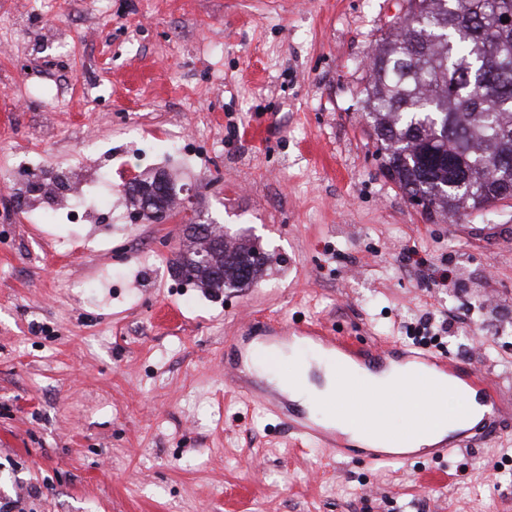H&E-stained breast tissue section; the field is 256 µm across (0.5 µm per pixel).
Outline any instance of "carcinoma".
I'll use <instances>...</instances> for the list:
<instances>
[{"label":"carcinoma","mask_w":512,"mask_h":512,"mask_svg":"<svg viewBox=\"0 0 512 512\" xmlns=\"http://www.w3.org/2000/svg\"><path fill=\"white\" fill-rule=\"evenodd\" d=\"M396 33L381 38L373 53L372 79L362 90L366 118L385 175L404 194L420 196L429 216L456 217L512 197V0H406ZM139 181L125 194L143 217L160 220L176 187L154 207L145 203ZM219 230L195 211L186 222V245L174 260L188 279L212 292L249 288L269 258L250 255L251 242L210 248L205 262L197 250Z\"/></svg>","instance_id":"obj_1"}]
</instances>
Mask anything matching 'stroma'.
I'll list each match as a JSON object with an SVG mask.
<instances>
[{"instance_id":"obj_1","label":"stroma","mask_w":512,"mask_h":512,"mask_svg":"<svg viewBox=\"0 0 512 512\" xmlns=\"http://www.w3.org/2000/svg\"><path fill=\"white\" fill-rule=\"evenodd\" d=\"M396 0H0V502L23 512H512V198L455 223L382 172L361 91ZM202 145L163 161L205 217L271 257L249 288H181L180 222L48 224L10 179L85 141L147 175L131 129ZM498 386V419L447 456L379 464L292 431L224 377L273 348L321 383L303 329L410 346ZM287 327L270 341L262 330ZM39 496H30L31 488Z\"/></svg>"}]
</instances>
